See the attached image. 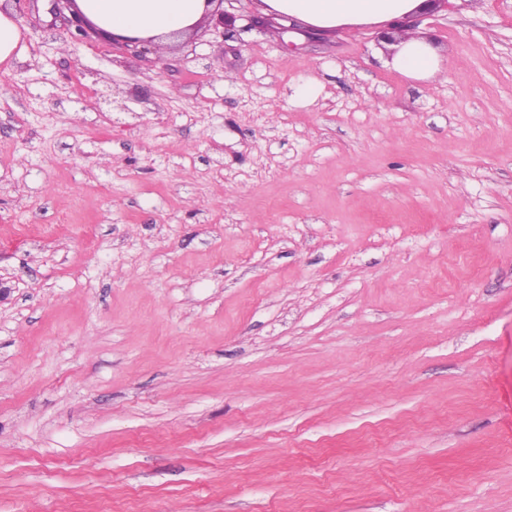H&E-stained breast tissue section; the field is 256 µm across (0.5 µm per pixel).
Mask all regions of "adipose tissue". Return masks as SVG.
<instances>
[{
    "label": "adipose tissue",
    "instance_id": "adipose-tissue-1",
    "mask_svg": "<svg viewBox=\"0 0 512 512\" xmlns=\"http://www.w3.org/2000/svg\"><path fill=\"white\" fill-rule=\"evenodd\" d=\"M425 0H261L266 13L287 16L314 33L360 26L398 25L424 9ZM77 12L103 34L115 39L158 42L182 35L201 20L207 0H75ZM407 75L438 70L439 58L417 31L405 32L393 58Z\"/></svg>",
    "mask_w": 512,
    "mask_h": 512
}]
</instances>
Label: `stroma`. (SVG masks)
<instances>
[{"instance_id":"35a3bbf8","label":"stroma","mask_w":512,"mask_h":512,"mask_svg":"<svg viewBox=\"0 0 512 512\" xmlns=\"http://www.w3.org/2000/svg\"><path fill=\"white\" fill-rule=\"evenodd\" d=\"M224 0L147 60L8 0L0 512H512V0ZM264 13L287 16L313 33L360 26L398 25L425 8L426 0H260ZM3 7V5H2ZM22 29L7 6L0 10V64L9 67L11 61L19 56V44L22 42ZM405 40L397 46L393 58L396 69L407 75L433 73L439 68V58L434 49L422 38L419 32L409 26L403 27Z\"/></svg>"}]
</instances>
